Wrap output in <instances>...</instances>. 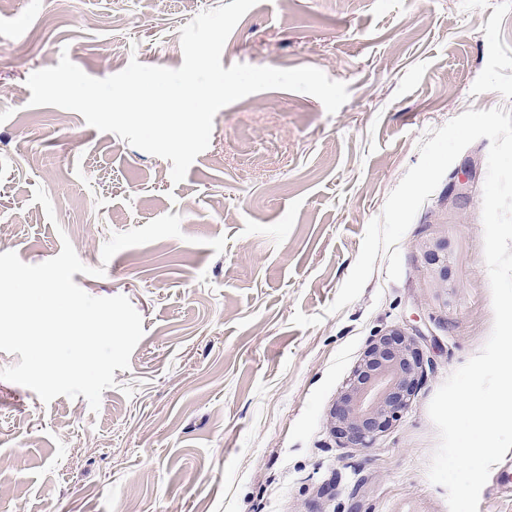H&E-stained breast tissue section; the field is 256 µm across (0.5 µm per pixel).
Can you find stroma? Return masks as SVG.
<instances>
[{
	"label": "stroma",
	"mask_w": 512,
	"mask_h": 512,
	"mask_svg": "<svg viewBox=\"0 0 512 512\" xmlns=\"http://www.w3.org/2000/svg\"><path fill=\"white\" fill-rule=\"evenodd\" d=\"M229 2L0 0V253L39 264L70 241L88 268L74 283L126 296L145 331L95 412L85 397L45 403L0 379V512H448L427 478L428 405L493 327L488 139L417 212L400 279L377 257L361 295L327 308L428 131L470 109H512V0H258L223 68L315 67L349 97L333 114L281 89L225 106L177 184L170 161L77 112L30 105L27 78L64 54L97 79L133 59L179 68L181 27ZM169 213L182 237L102 261L112 234ZM222 235L218 254L208 242ZM435 238L449 244L445 294L420 250ZM393 327L421 335L423 381L372 447L344 445L328 412Z\"/></svg>",
	"instance_id": "1"
}]
</instances>
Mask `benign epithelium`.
<instances>
[{"instance_id": "obj_1", "label": "benign epithelium", "mask_w": 512, "mask_h": 512, "mask_svg": "<svg viewBox=\"0 0 512 512\" xmlns=\"http://www.w3.org/2000/svg\"><path fill=\"white\" fill-rule=\"evenodd\" d=\"M435 287L451 279L448 241L421 246ZM422 336L400 327L374 337L328 413L330 432L346 444L368 448L409 405L424 374Z\"/></svg>"}]
</instances>
